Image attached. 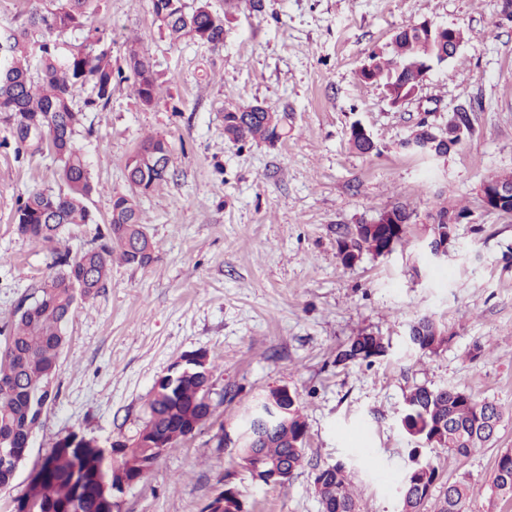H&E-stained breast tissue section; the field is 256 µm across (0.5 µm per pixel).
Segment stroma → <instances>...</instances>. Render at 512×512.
<instances>
[{
	"label": "stroma",
	"instance_id": "stroma-1",
	"mask_svg": "<svg viewBox=\"0 0 512 512\" xmlns=\"http://www.w3.org/2000/svg\"><path fill=\"white\" fill-rule=\"evenodd\" d=\"M224 45L170 44L150 0H101L96 16L113 56L127 38L144 43L163 82L143 107L130 82L113 85L108 111L87 113L82 143L101 190L94 223L68 241L79 250L105 232L114 194L128 189L127 157L149 133L173 150L175 175L141 203L158 242L148 267L116 264L105 292L79 306L66 330L57 396L33 434L0 512H13L31 470L72 433L101 445L136 438L158 378L181 357L205 352L214 370L213 413L121 496V512H200L220 483L236 486L248 512H321L318 469L345 463L359 512H401L400 483L414 462H433L444 481L467 479V512H512L491 495L499 451L512 448V216L487 211L479 188L512 172V24L501 0H261L225 10ZM427 20L463 30L447 62L416 94L390 104L358 69L402 26ZM481 100L476 131L448 156L424 158L402 142L419 120L444 125L468 98ZM261 103L287 135L269 144L224 140V111ZM362 123L378 151L349 142ZM0 124V327L53 271L41 242L12 221L18 197L58 190L40 158L17 161ZM463 206L448 256L433 260L426 225L440 205ZM412 210L409 241L386 257L343 266L336 227ZM428 314L450 336L436 355L408 347L410 324ZM384 337L386 356L340 364L337 351L359 332ZM485 346L476 360L467 352ZM455 387L507 410L497 441L469 457L417 448L398 418L408 388ZM278 387L298 393L307 423L308 465L288 484L255 480L238 449L223 445L256 397Z\"/></svg>",
	"mask_w": 512,
	"mask_h": 512
}]
</instances>
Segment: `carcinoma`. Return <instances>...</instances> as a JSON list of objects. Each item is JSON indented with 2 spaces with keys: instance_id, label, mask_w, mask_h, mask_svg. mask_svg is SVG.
<instances>
[{
  "instance_id": "obj_1",
  "label": "carcinoma",
  "mask_w": 512,
  "mask_h": 512,
  "mask_svg": "<svg viewBox=\"0 0 512 512\" xmlns=\"http://www.w3.org/2000/svg\"><path fill=\"white\" fill-rule=\"evenodd\" d=\"M43 6L28 12L18 27L0 28V123L13 138L16 158L49 156L56 164L59 192L38 191L18 199L13 214L19 234L49 246L64 235L94 223L88 202L99 186L91 177L89 162L80 146L85 113L104 112L112 100L114 81L133 79L135 94L144 107L160 98L162 83L148 49L135 37L124 44L122 65L112 63V49L104 30L93 24L99 0H41ZM159 28L172 43L190 39L213 48L224 45V16L211 9L209 0H151ZM78 32L79 47L65 37ZM448 53V37L437 39L416 25L399 30L388 49L372 56L374 68L360 72L364 82L375 83L399 95L417 79L405 67L411 59L439 60ZM427 147L430 154L446 155L461 143L455 127L435 132ZM282 136L281 118L268 107L251 105L224 111V140L244 145L273 142ZM172 156L167 139L145 137L125 161L128 191L112 196L107 234L101 242L75 253L56 254L57 270L37 288L33 302L22 304L4 344L0 346V445L17 454L27 453L31 429L41 422L54 400L52 383L66 344V329L79 303L96 298L107 288L112 263L145 268L156 258L158 243L146 232L140 198L160 189L174 174L156 166L152 157ZM395 224H340L336 250L340 263L352 267L365 254L386 256L407 241L412 214L404 206L392 208ZM467 213L441 206L434 215L430 242L444 244L449 221ZM448 332L430 315L409 326L408 346L420 356L436 354L448 344ZM383 337L360 333L336 355L338 363L366 362L384 356ZM213 366L204 373L185 374L174 382L162 381L151 391L146 420L138 437L119 448L126 474L139 479L163 452L176 447L185 428L199 427L211 415V405L201 394L210 385ZM287 412L274 407L270 397L255 401L244 412L240 429L257 439L239 448L240 458L252 452L285 467L275 482L285 484L307 463V423L298 398L288 400ZM506 410L500 404L465 390L415 385L405 395L399 417L401 428L417 442L452 456H468L493 440ZM71 434L58 441L38 464L42 479L41 512H106L101 487L112 481V466L102 448H82ZM315 491L322 512H355L356 499L346 467L336 463L317 470ZM441 486L433 512H464L471 497L468 481L440 484L438 469L429 463L410 468L400 488L401 512H425L436 486ZM224 498L212 497L201 509L242 512V494L222 484ZM493 487L512 497V450L499 454Z\"/></svg>"
}]
</instances>
